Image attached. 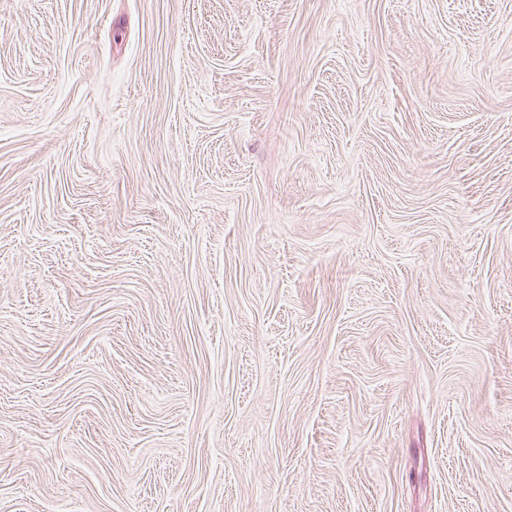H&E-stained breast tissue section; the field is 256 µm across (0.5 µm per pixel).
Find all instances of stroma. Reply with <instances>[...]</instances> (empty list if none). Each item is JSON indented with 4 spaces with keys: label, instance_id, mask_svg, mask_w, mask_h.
<instances>
[{
    "label": "stroma",
    "instance_id": "1",
    "mask_svg": "<svg viewBox=\"0 0 512 512\" xmlns=\"http://www.w3.org/2000/svg\"><path fill=\"white\" fill-rule=\"evenodd\" d=\"M0 512H512V0H0Z\"/></svg>",
    "mask_w": 512,
    "mask_h": 512
}]
</instances>
